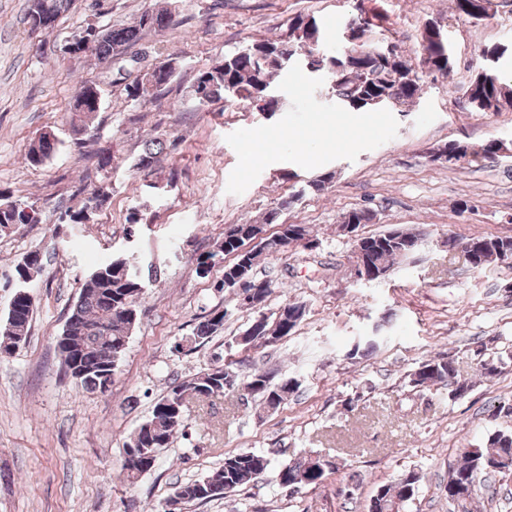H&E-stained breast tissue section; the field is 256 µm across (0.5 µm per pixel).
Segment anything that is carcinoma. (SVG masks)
Returning <instances> with one entry per match:
<instances>
[{
  "mask_svg": "<svg viewBox=\"0 0 512 512\" xmlns=\"http://www.w3.org/2000/svg\"><path fill=\"white\" fill-rule=\"evenodd\" d=\"M75 0H27L28 24L39 25L40 31L55 27L59 17L73 9ZM385 0H359L357 14L349 19L346 27L351 30V41L340 49L328 47L326 30L322 23L310 15H297L289 19L284 31L273 36H260L248 40L244 45L224 54L219 63L199 71L191 85V96L198 106L210 108L246 104L260 112L274 113L281 109V85L277 79L292 75L300 66L297 61L306 60L311 70L321 78L329 80L332 98L349 100L346 109L364 112L368 101L379 98L391 103L396 110L410 107L422 93L420 76L415 66L406 59L397 41L384 35L389 30L390 15L384 8ZM169 8L148 9L130 25L105 29L104 36L92 38L90 44L81 48V56L94 57L101 62H110L123 57L128 48L140 43L147 32L162 33L170 25ZM419 60H428L433 71L448 76L453 68V58L448 55V44L433 38L428 24H423L419 42ZM180 69L179 57L170 54L157 59L148 69H136L135 77L125 84L126 96L141 108H145L170 93ZM465 94L475 101L474 108L480 112H499L512 108V84L505 82L501 74L484 69L470 80ZM71 126L81 133L90 128L93 114L101 110V91L96 84L80 82L72 97ZM57 136L39 135L29 143L25 156L31 166H40L50 159L58 148ZM459 153L470 156L469 163L477 164L496 158V141H488L476 150L468 144L453 140ZM178 143L163 133L151 136L142 152L135 158L133 167L138 172L151 174L158 170L164 157L176 151ZM110 191L107 185L94 186L85 204L75 210H67L61 216L63 224H85L88 209L99 210L107 204ZM295 193L280 197L277 206L268 210L261 221L250 218L234 225V228H253L258 223L277 224L280 212L297 200ZM38 223V212L34 207H25L10 200V195L0 191V230L17 224ZM313 230L306 225L278 224L276 236L288 243L301 244L312 239ZM373 246L371 261L388 272L406 258L419 245L420 239L405 245H391L383 233L370 236ZM479 244L481 250L470 267L480 271L492 263H507L512 256V237L471 236L465 240L453 233L446 243L456 246L460 242ZM236 247L229 239L213 251L200 253V258L210 259L208 268L195 267L200 277L207 276L215 265L224 264V280L252 278L253 269L269 252L259 249L244 258L234 255ZM132 269L123 259H113L95 268L87 276L80 294L70 309L62 334L56 346L61 364L77 363L78 385L87 392L102 394L107 390L103 376L111 370L112 356L122 355L129 338L138 323L140 300L144 282L130 277ZM272 293L269 284L260 283L254 290L247 309L254 317L239 336V351L251 349L288 336L306 315L305 305L288 303L289 314L277 311L268 315L262 311L263 304ZM34 309L25 301H19L13 316L0 325V348H8L27 341ZM225 313L218 311L199 322L193 330L194 344L202 345L224 327ZM480 356L481 373L492 378L497 376L504 360L512 353L504 350L493 356ZM246 358L218 361L196 373L189 380L174 385L170 391L154 402L150 416L139 425L124 451H137L148 460V469H131L122 466L126 480L133 484L153 469L160 449L166 448L179 432H185V417L162 410V404L176 395L181 400L198 397L206 390L210 394L233 392L239 385L260 400L267 408L276 409L294 393L299 383L293 378H276L270 372H255L245 380L239 379L236 366ZM410 385L429 389L443 384L448 387V398L458 400L467 395L471 385L461 377L456 368V359H427L410 374ZM512 462V433L496 430L486 440L462 451L461 459L448 471L444 486L450 512H472V504L489 475L512 476V467L502 470L498 460ZM270 466V459L253 451H244L224 457V464L207 476L184 483L175 490V501L181 503L206 502L217 496L234 492L254 482ZM335 470L329 460L319 455L307 454L282 464L277 472L278 485L283 487H315ZM421 482L419 472L409 470L400 478L379 487L370 502L369 512H403L406 504L418 493Z\"/></svg>",
  "mask_w": 512,
  "mask_h": 512,
  "instance_id": "obj_1",
  "label": "carcinoma"
}]
</instances>
